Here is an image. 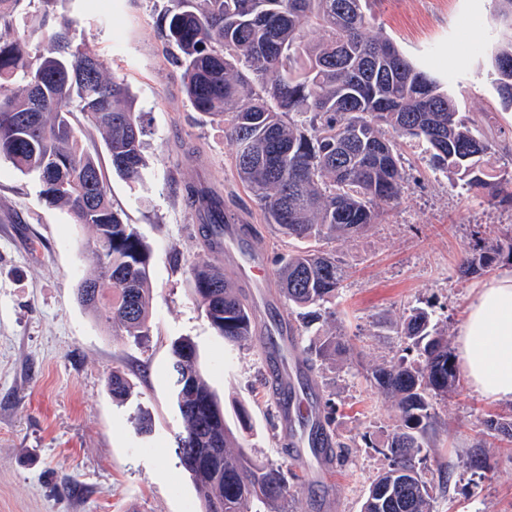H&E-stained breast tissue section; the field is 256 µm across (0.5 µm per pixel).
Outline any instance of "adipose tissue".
<instances>
[{
  "mask_svg": "<svg viewBox=\"0 0 512 512\" xmlns=\"http://www.w3.org/2000/svg\"><path fill=\"white\" fill-rule=\"evenodd\" d=\"M457 344L471 387L485 397L512 401V269L474 286Z\"/></svg>",
  "mask_w": 512,
  "mask_h": 512,
  "instance_id": "adipose-tissue-1",
  "label": "adipose tissue"
}]
</instances>
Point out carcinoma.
<instances>
[{
    "label": "carcinoma",
    "instance_id": "1",
    "mask_svg": "<svg viewBox=\"0 0 512 512\" xmlns=\"http://www.w3.org/2000/svg\"><path fill=\"white\" fill-rule=\"evenodd\" d=\"M41 12L22 11V0H0V29L23 23L22 34L0 35V158L37 175L42 197L67 209L74 223L94 229L93 270L82 277L78 300L117 336L149 335L150 250L134 225L112 206L97 156L83 144L81 113L105 143L113 171L138 182L145 168L140 114L127 85L104 61L69 37L72 21L46 24L56 0ZM494 20L504 34L493 49L495 84L512 107V0H495ZM372 0H171L162 34L183 69L193 109L226 126L238 181L260 206L266 223L288 239H344L378 223L383 206L399 199L404 174L397 140L426 144L428 164L458 177L491 199L512 202V178L485 166L499 143L461 118L454 99L428 71L373 31ZM316 28L321 40L310 42ZM512 262V232L460 266L464 277ZM276 275L288 306L304 327L320 318L316 307L336 296L346 271L320 248L290 251ZM204 314L224 341L253 335L250 308L224 271L206 259L190 268ZM419 352L417 365L402 360L374 367V383L396 402L400 426L382 452L389 469L371 484L361 512H432L429 482L417 456L436 431L433 400L448 397L460 373L448 337L415 308L392 325ZM330 334L311 351L322 363L347 349ZM175 402L183 422L177 449L205 512H286L292 496L284 470L240 444L220 400L187 338L171 345ZM112 397L128 395L115 369ZM488 433L512 440V417L489 416Z\"/></svg>",
    "mask_w": 512,
    "mask_h": 512
}]
</instances>
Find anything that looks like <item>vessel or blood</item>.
<instances>
[{
  "instance_id": "vessel-or-blood-1",
  "label": "vessel or blood",
  "mask_w": 512,
  "mask_h": 512,
  "mask_svg": "<svg viewBox=\"0 0 512 512\" xmlns=\"http://www.w3.org/2000/svg\"><path fill=\"white\" fill-rule=\"evenodd\" d=\"M240 231L228 223L218 229L216 239L224 245V254L231 263H238ZM260 342L266 353V379L271 388L279 418L281 436L287 439L294 463H302L309 454L313 433L323 422V408L316 400L313 386L306 383L301 366H289L287 358L298 347L294 324L275 322Z\"/></svg>"
}]
</instances>
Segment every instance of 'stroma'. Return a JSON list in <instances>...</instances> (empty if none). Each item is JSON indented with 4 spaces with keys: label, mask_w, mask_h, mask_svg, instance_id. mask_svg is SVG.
Segmentation results:
<instances>
[{
    "label": "stroma",
    "mask_w": 512,
    "mask_h": 512,
    "mask_svg": "<svg viewBox=\"0 0 512 512\" xmlns=\"http://www.w3.org/2000/svg\"><path fill=\"white\" fill-rule=\"evenodd\" d=\"M170 0H56L50 21L72 19L70 35L85 42L110 73L123 79L145 127L146 167L132 185L114 171L106 178L114 206L151 250V331L118 337L77 299L93 267L89 227L49 205L35 175L0 159V512H202L197 487L177 454L183 429L174 403L170 345H196L207 380L240 443L256 458L284 465L277 411L266 386L258 338L241 345L218 336L197 304L189 266L198 258L220 267L253 312L266 316L257 292L223 252L210 249L184 186L207 187L237 223L253 227L249 252L274 261L287 238L263 220L254 199L235 180L223 123L200 116L183 89L160 34ZM492 0H374L376 31L417 66L430 71L457 102L463 118L494 137L503 152L488 167L512 174V108L493 85L491 46L502 30ZM405 173L401 197L379 223L339 241L322 242L349 276L322 306L315 329L301 331L308 348L336 332L349 343L335 363L312 369L321 399L336 405L334 434L341 447L333 480L295 490L289 512H360L373 479L390 461L383 448L399 425L393 399L367 370L391 358L414 361L391 326L414 308L456 344L472 287L496 267L464 277V258L512 229V206L466 190L448 173L431 170L421 149L399 142ZM123 370L132 386L113 400L108 378ZM512 410L461 382L435 401L437 432L422 466L436 472L432 512H512V446L494 444L483 474L465 466L488 415ZM151 419L149 433L137 427Z\"/></svg>",
    "instance_id": "35a3bbf8"
}]
</instances>
